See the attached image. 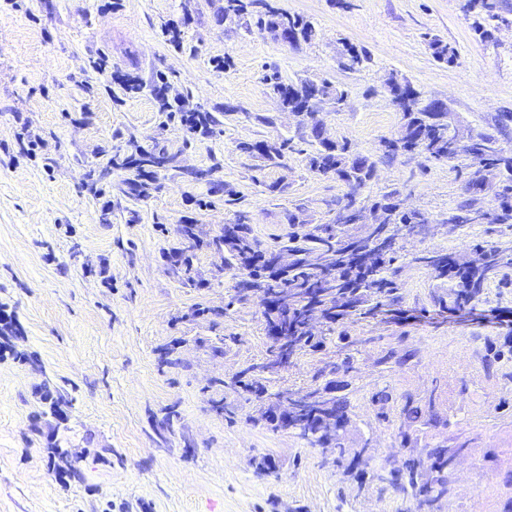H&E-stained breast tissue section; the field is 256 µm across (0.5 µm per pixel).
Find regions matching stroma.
I'll return each mask as SVG.
<instances>
[{
    "instance_id": "35a3bbf8",
    "label": "stroma",
    "mask_w": 512,
    "mask_h": 512,
    "mask_svg": "<svg viewBox=\"0 0 512 512\" xmlns=\"http://www.w3.org/2000/svg\"><path fill=\"white\" fill-rule=\"evenodd\" d=\"M465 2L275 0L316 27L312 41L292 47L254 18L225 19L224 0H121L110 12L97 0H0V315L14 326L0 336V512H415L411 498L372 479L376 464L403 457L397 425L371 401L385 387L397 399L434 398L448 418L410 430L418 446L462 452L441 512H512V365H482L489 351L512 350V327L498 320L512 313V285L453 310L438 302L447 288L410 262L399 304L336 324L352 342L347 352L335 341L273 376V388L305 390L351 355L352 372L335 376L355 405L348 446L370 442L376 463L347 472L333 466L331 450L261 421L272 399L211 388L269 359L265 306L236 294L239 273L225 268L223 253L197 251L200 288L184 284L164 256L180 246L183 225L212 237L238 210L262 246L281 247L292 232L325 223L345 193L309 173L299 154L268 168L238 150L242 141L297 135V116L270 90L275 79L346 90L343 109L324 105L318 118L376 157L367 195L400 189L405 209L428 218L403 255L469 256L484 240L512 247V231L498 225L443 224L468 196L450 165L378 157L402 123L385 88L392 73L443 100L464 132L494 133L497 116L512 113V0H501L497 20L465 12ZM478 21L488 38L475 32ZM172 29L180 43L170 41ZM435 38L455 49L456 64L433 57ZM349 43L367 55L356 72L339 64ZM102 56L140 90L95 72L90 62ZM162 74L186 108L218 114L215 134L190 133L160 112L151 88ZM33 137L44 146L32 156L22 141ZM156 145L175 153L176 166L148 197L122 194L126 171L90 176L116 152ZM186 167L207 170L208 180L187 181ZM295 209L296 226L286 218ZM167 346L179 365H160ZM393 350L413 358L388 366ZM56 390L72 400L60 415L45 400ZM215 399L227 412L213 410ZM172 406L179 421L157 433ZM56 446L76 456L78 475L59 477ZM264 456L276 468L260 475L253 462Z\"/></svg>"
}]
</instances>
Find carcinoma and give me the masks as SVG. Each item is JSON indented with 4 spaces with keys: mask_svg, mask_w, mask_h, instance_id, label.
<instances>
[{
    "mask_svg": "<svg viewBox=\"0 0 512 512\" xmlns=\"http://www.w3.org/2000/svg\"><path fill=\"white\" fill-rule=\"evenodd\" d=\"M225 2V9L240 15L249 13L251 8L256 9V24L277 37L306 42L315 36V27L310 20L275 8L268 0ZM430 48L436 59L448 64L456 61V54L448 44L434 39ZM365 59L364 52L350 45L342 55L340 65L355 71ZM271 89L285 110L300 117L302 132L299 139L313 146V150L296 148L292 136H282L272 142H242L238 148L244 153L258 155L272 167L282 165L288 154L298 153L303 156L310 173L342 182L347 192L336 201L334 218L315 225L306 233L288 237L287 250L294 255V261L288 267L276 263L273 251L265 266L255 264L261 249L251 235L247 214L241 211L224 224L221 235L212 239L204 237L195 224L183 225L182 235L187 245L172 250V259L182 267L183 280L192 286L195 284L194 252L204 247L224 252L225 266L239 271L253 290L273 302L266 309L267 331L279 333L272 342V352L286 351L293 358L306 351H316L326 346L329 340L325 334L319 336L307 330L308 315L316 314L325 322L336 324L350 315H370L384 303L391 305L399 301L398 278L402 269L397 264L399 239L412 232L415 225L426 223V218L418 211L402 209L400 193L392 189L370 200L371 206L387 213L385 223L360 224L351 229L340 223V217H349L355 204L354 191L364 190L372 180L376 162L368 155L353 151L347 140L314 124L308 125L304 117L308 109L323 101L341 107L345 102V91L325 80L275 82ZM390 96L392 104L402 112V125L395 137L381 141L382 158L392 160L400 154L419 153L468 170V191L472 197L458 204L444 220L455 228L469 225V215L479 211L473 194L480 191L483 172L491 169L502 172L499 209L488 215L484 223L512 227V154L505 152L499 144V137H512V116L498 118L499 136L472 133L468 145L457 150L451 147L448 112L436 109L430 99H421L420 93L408 81L403 88L391 89ZM183 122L191 132L199 131L208 136L213 133L217 119L210 112H196ZM174 161L175 155L164 147L137 148L124 157L115 155L110 159L112 167L133 174L125 184L127 194L135 198L146 196L158 171L171 167ZM476 253L477 261L467 266L455 264L448 254L427 253L412 258V261L430 270L434 278L448 280V298L453 306L461 309L478 300L491 285L501 288L508 285L505 270L512 268V248L485 241L476 247ZM271 371L272 367L268 365L251 366L236 385L242 392L260 397L269 391L271 378L267 373ZM295 395L302 397V402L296 404L292 415L281 419V426L312 446L338 450L335 463H342L351 424L349 396H336L327 386L297 391ZM371 402L381 406V414L387 423L399 422L405 448L412 447L408 432L412 424L423 419L435 427L441 422L432 397L424 404L411 396L398 402L385 387L372 395ZM453 459L448 448L427 444L421 454H407L400 468L382 474L379 480L411 497L420 512H435L437 503L448 493Z\"/></svg>",
    "mask_w": 512,
    "mask_h": 512,
    "instance_id": "cac0c4a2",
    "label": "carcinoma"
}]
</instances>
